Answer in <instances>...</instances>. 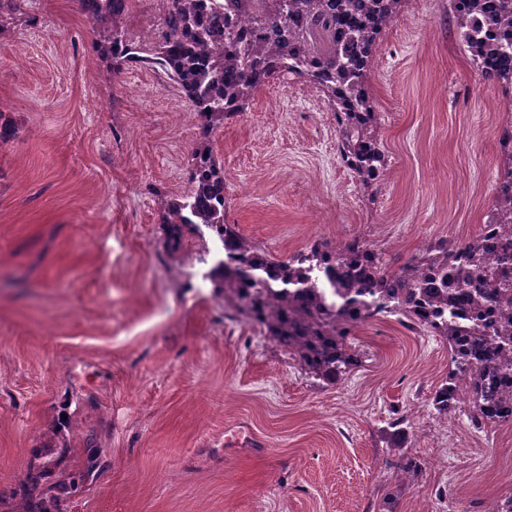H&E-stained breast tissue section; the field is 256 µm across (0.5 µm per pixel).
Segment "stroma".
<instances>
[{
    "instance_id": "35a3bbf8",
    "label": "stroma",
    "mask_w": 512,
    "mask_h": 512,
    "mask_svg": "<svg viewBox=\"0 0 512 512\" xmlns=\"http://www.w3.org/2000/svg\"><path fill=\"white\" fill-rule=\"evenodd\" d=\"M159 16L128 0L147 48ZM108 32L78 0H24L0 21V512L30 464L89 472L67 512H485L512 495V425L475 430L431 405L442 337L393 317L355 331L359 364L331 385L204 280L211 233L169 254L161 201L188 189L203 138L180 92L139 63L113 74ZM370 89L386 177L376 194L337 155L313 86L266 85L209 140L226 223L286 258L357 237L390 267L491 212L502 91L470 63L448 0H406ZM420 469L396 481L390 423ZM103 460L87 471L92 447ZM259 454L227 451L231 436Z\"/></svg>"
}]
</instances>
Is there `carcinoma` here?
I'll return each mask as SVG.
<instances>
[{
    "mask_svg": "<svg viewBox=\"0 0 512 512\" xmlns=\"http://www.w3.org/2000/svg\"><path fill=\"white\" fill-rule=\"evenodd\" d=\"M404 0H233L253 34L223 19L207 0H165L159 37L141 56L124 38L127 0H79L89 20L109 27L106 52L113 70L126 62L157 67L190 104L203 135L245 111L260 87L281 79L312 83L331 111L338 155L366 188L380 182L385 155L378 142V110L367 78L383 31ZM453 24L473 66L484 56L483 75L512 94V0H448ZM497 21L489 43L480 16ZM502 165L490 223L498 229L496 255L480 237L440 240L397 269L382 262L364 241L318 239L286 260L255 246L224 222V168L208 144L192 153L190 188L162 202L168 248L181 249L184 229L207 227L237 263L218 258L208 279L230 307L243 311L265 335L298 358L301 366L335 384L358 363L350 337L377 316H398L408 329H424L448 341V376L436 388V414L457 411L454 393L469 395L467 417L481 430L512 424V127L499 142ZM324 272L344 303L313 283ZM73 474L51 482L31 467L20 512H64L83 483Z\"/></svg>",
    "mask_w": 512,
    "mask_h": 512,
    "instance_id": "carcinoma-1",
    "label": "carcinoma"
}]
</instances>
